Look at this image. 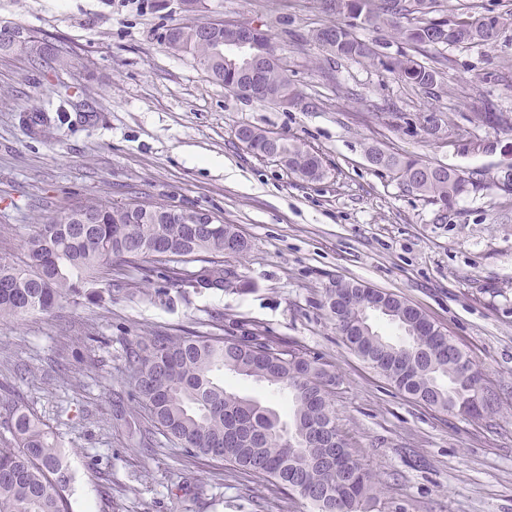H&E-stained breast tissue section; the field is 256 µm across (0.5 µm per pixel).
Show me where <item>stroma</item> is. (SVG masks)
Listing matches in <instances>:
<instances>
[{"instance_id":"1","label":"stroma","mask_w":512,"mask_h":512,"mask_svg":"<svg viewBox=\"0 0 512 512\" xmlns=\"http://www.w3.org/2000/svg\"><path fill=\"white\" fill-rule=\"evenodd\" d=\"M261 25L300 93L292 106L246 99L164 40L175 24ZM320 0H0V252L26 259L33 225L87 198L168 202L222 216L247 241L224 255L239 290L144 283L125 268L50 314L0 322V381L49 425L75 476L72 512H309L269 481L191 458L161 434L149 444L112 417L129 394L126 338L141 332L239 336L258 325L336 370L332 404L349 449L383 493L372 512H512V129L472 120L475 99L512 113V28L493 45L448 46L434 94L347 58L320 67L310 36L336 23ZM65 44V70L31 49ZM405 114L388 123L383 106ZM36 106L68 120L23 123ZM436 112L448 132L421 123ZM249 125L300 142L326 175L308 181L237 138ZM480 142L472 150V142ZM378 147L484 178L450 205L428 202L373 166ZM395 293L439 326L498 395L468 420L416 402L349 349L325 290L336 279Z\"/></svg>"}]
</instances>
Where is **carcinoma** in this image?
<instances>
[{
    "label": "carcinoma",
    "instance_id": "1",
    "mask_svg": "<svg viewBox=\"0 0 512 512\" xmlns=\"http://www.w3.org/2000/svg\"><path fill=\"white\" fill-rule=\"evenodd\" d=\"M374 18V25L390 26L393 35L414 51L424 47L496 43L512 27V12L488 17L474 27L460 15L434 18L439 0H352ZM336 48L330 57H344L381 68L411 87L427 92L438 86V64H424L408 52L389 56L375 40L359 38L354 25L338 22ZM168 48L190 54L201 68L226 86L250 87L253 99L278 104L297 100L280 59L271 58L255 76L224 65V33L200 34L199 23L176 24L166 36ZM59 68L72 63L67 47L41 49L35 60ZM474 118L486 125L512 128V114L496 111L479 99ZM23 122L50 130L39 109L23 113ZM383 150L371 148L367 155ZM385 154V153H383ZM277 158L291 172L307 179L323 176L319 159L300 144L280 137ZM381 167L389 169L411 190L446 205L459 195L481 189V183L444 165L385 154ZM172 205L89 199L65 207L51 221L36 226L24 241L29 262L17 264L0 253V322L19 320L55 309L80 287L117 267L141 270L148 280L157 265L173 287L233 291L237 276L224 270L216 256L242 255L248 243L214 216L213 224H176L165 216ZM84 211L94 224L66 221ZM195 263L187 274L184 265ZM366 285L347 281L326 289L327 307L336 328L352 327L346 344L399 391L434 409L452 412L472 407L473 386L480 372L459 366L468 357L448 336L400 296L377 289L365 295ZM387 310L383 318L403 333L396 343L359 329L365 302ZM126 372L133 401L148 410L151 424L192 457L228 462L258 474L307 500L314 512H363L382 493L371 471L347 450L331 405L336 387L334 366L310 356L296 345L253 328L241 336H173L146 332L133 336L126 350ZM263 383L288 397L289 420L261 401L224 387V373ZM15 386L0 384V405L8 411L4 424L11 435L0 445V512H71L66 496L73 477L61 444L34 413L15 399Z\"/></svg>",
    "mask_w": 512,
    "mask_h": 512
}]
</instances>
